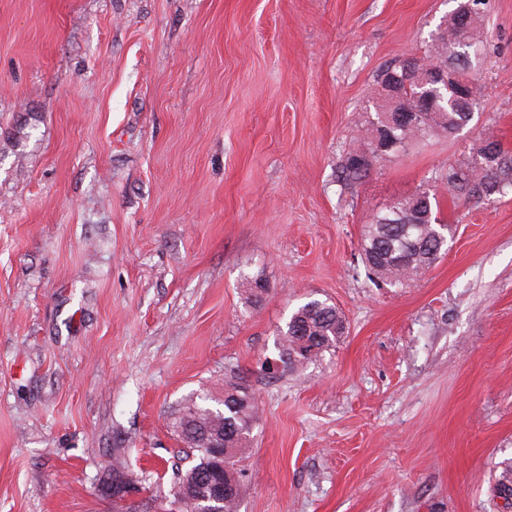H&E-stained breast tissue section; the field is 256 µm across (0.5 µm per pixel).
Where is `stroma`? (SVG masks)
Wrapping results in <instances>:
<instances>
[{
	"instance_id": "35a3bbf8",
	"label": "stroma",
	"mask_w": 512,
	"mask_h": 512,
	"mask_svg": "<svg viewBox=\"0 0 512 512\" xmlns=\"http://www.w3.org/2000/svg\"><path fill=\"white\" fill-rule=\"evenodd\" d=\"M486 3L473 119L347 189L452 0H0V512H114L118 461L154 512L172 421L229 383L259 409L238 512H512V192L439 195L451 245L404 284L359 256L476 137L512 151V0ZM313 299L347 335L262 370Z\"/></svg>"
}]
</instances>
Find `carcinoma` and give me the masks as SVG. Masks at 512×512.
<instances>
[{"instance_id":"cac0c4a2","label":"carcinoma","mask_w":512,"mask_h":512,"mask_svg":"<svg viewBox=\"0 0 512 512\" xmlns=\"http://www.w3.org/2000/svg\"><path fill=\"white\" fill-rule=\"evenodd\" d=\"M474 7L473 16L462 24L457 18L461 7ZM484 0H459L456 8L432 35L429 52L434 61L427 64L414 60L415 66L424 72L448 62V50L456 45L470 52L472 62L488 53L489 45L478 34V22ZM480 73H474V82L466 87L447 91L433 84L425 86L410 83L404 90L408 102L431 97L430 121L419 127L399 124L392 128L395 147L383 154L374 148L375 134L386 115L380 108L368 121L367 135L361 147L343 152L336 165V182L344 188L360 184L369 174V168L355 163V156L369 153L374 160L393 156L406 147L444 132L453 134L472 119L470 108L479 106ZM491 141L482 138L470 147L469 156L448 164L444 174L435 177L453 199L491 202L512 191V152L497 150L492 163L477 167L475 157L485 152ZM436 194L421 191L400 199L372 214L364 226L361 259L365 266L379 278L394 285L430 268L448 251L446 234L438 224ZM347 333V322L338 307L320 300H311L300 306L288 320L277 339L279 361L284 370H294L319 359ZM205 398L186 403L174 419L172 428L180 441L188 446L193 463L175 473L172 490L184 501L183 512H193L192 501L220 479L213 472L215 456L207 448L208 437L224 433V441L232 448L229 464L241 462L249 435L256 421L255 403L249 393L238 385L224 388L222 409H212L204 404ZM499 494H512V460L503 462L494 478ZM246 481L234 483L224 479V512H237L238 505L246 495Z\"/></svg>"}]
</instances>
